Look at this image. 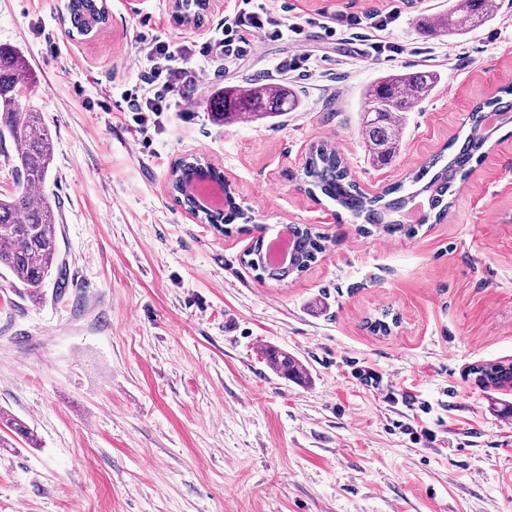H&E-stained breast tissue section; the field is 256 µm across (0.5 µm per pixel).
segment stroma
Masks as SVG:
<instances>
[{
	"mask_svg": "<svg viewBox=\"0 0 512 512\" xmlns=\"http://www.w3.org/2000/svg\"><path fill=\"white\" fill-rule=\"evenodd\" d=\"M308 19L339 16L346 39L263 42L211 81L189 116L144 130L107 98L129 88L136 34L201 38L169 0H107L108 24L69 37L62 0H0V44L36 72L23 104L54 144L47 192L69 287L27 289L0 271V409L38 447H0V512H512V416L471 366L512 360V123L490 117L487 156L448 217L417 233L362 231L297 179L311 146L331 143L360 188L384 189L470 128L474 106L512 84V0L467 37L421 20L448 0H260ZM398 8L397 53L370 52L364 17ZM325 53L291 78L296 106L218 122L209 101L270 81L273 66ZM431 67L438 91L407 114L392 162L373 166L361 89L386 71ZM208 158L256 222L307 224L326 248L303 273L258 279L244 263L252 225L229 233L189 216L167 189L179 157ZM389 314L388 334L372 322ZM284 350L298 382L271 367ZM369 368L380 389L355 379ZM410 395L387 400V390ZM433 429L415 444L397 422Z\"/></svg>",
	"mask_w": 512,
	"mask_h": 512,
	"instance_id": "35a3bbf8",
	"label": "stroma"
}]
</instances>
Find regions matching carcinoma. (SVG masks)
Listing matches in <instances>:
<instances>
[{
    "label": "carcinoma",
    "instance_id": "carcinoma-1",
    "mask_svg": "<svg viewBox=\"0 0 512 512\" xmlns=\"http://www.w3.org/2000/svg\"><path fill=\"white\" fill-rule=\"evenodd\" d=\"M494 17L491 0H448V9L426 23L435 35L465 36L490 22ZM70 23L67 34H91L105 26L109 13L101 9L100 0H70L66 6ZM34 77L31 65L18 50L0 45V156L14 173V189L0 193V269L15 281L38 289L54 279L58 292H65L68 277L65 263L60 261L57 247L61 225L55 206L45 193L53 162L52 137L42 113L23 109L21 89ZM441 83V74L433 69L413 72H385L361 91L363 107L359 125L363 132V147L374 164H386L399 149L405 127L406 112L434 94ZM212 106L219 110L224 123L233 124L243 118L253 121L279 116L294 106L288 87L271 84H249L214 98ZM501 122L512 120V85L500 88L488 100L477 105L470 116V132L458 152L446 159L437 154L419 171L408 177L410 187L399 184L371 198L364 194L352 178L347 163L325 142L311 147L299 174L304 191L317 197L321 194L333 201L357 220L361 219L387 234L415 233V227L403 222V212L422 194H428L429 213L425 219L437 221L448 215L452 207L454 187L472 171V162L485 157L489 137L481 127L489 114ZM14 152H9L7 143ZM198 157L180 158L171 168L172 190L182 193V184L198 168ZM229 215H204L202 222L218 224L242 219L249 223L247 213L240 209L233 194L224 192ZM297 239L292 267L281 270L268 265L262 256V229L245 253V263L259 277L281 281L299 274L317 260L325 249L326 239L313 228L293 225ZM270 363L281 374L298 379L306 374L295 358L286 352L271 351ZM478 382L497 390L512 391V362L487 363L473 368ZM0 424L36 443L34 432L22 420L0 412Z\"/></svg>",
    "mask_w": 512,
    "mask_h": 512
}]
</instances>
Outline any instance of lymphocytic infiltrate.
<instances>
[{"instance_id": "1", "label": "lymphocytic infiltrate", "mask_w": 512, "mask_h": 512, "mask_svg": "<svg viewBox=\"0 0 512 512\" xmlns=\"http://www.w3.org/2000/svg\"><path fill=\"white\" fill-rule=\"evenodd\" d=\"M300 32V23L285 21L255 0H236L223 24L202 39L140 38L135 59L139 83L123 90L120 97L140 124L161 125L167 112L189 115L197 107L198 91L212 79L207 64L234 67L257 43L281 41Z\"/></svg>"}]
</instances>
